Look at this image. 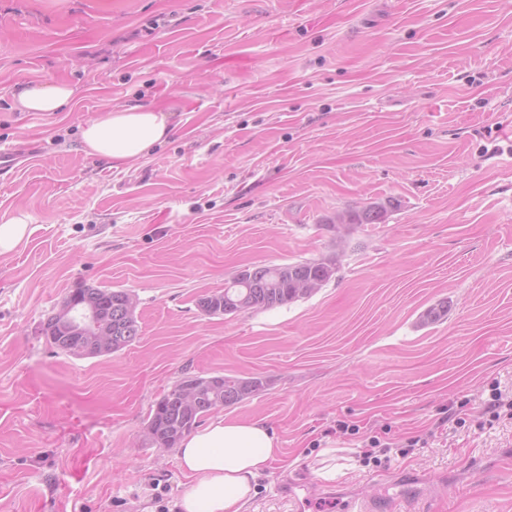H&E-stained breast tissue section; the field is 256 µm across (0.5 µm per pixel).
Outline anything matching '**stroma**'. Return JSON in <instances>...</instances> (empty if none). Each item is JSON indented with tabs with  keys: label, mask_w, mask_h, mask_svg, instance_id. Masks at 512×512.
Returning a JSON list of instances; mask_svg holds the SVG:
<instances>
[{
	"label": "stroma",
	"mask_w": 512,
	"mask_h": 512,
	"mask_svg": "<svg viewBox=\"0 0 512 512\" xmlns=\"http://www.w3.org/2000/svg\"><path fill=\"white\" fill-rule=\"evenodd\" d=\"M33 81L74 99L20 111ZM135 104L172 109L171 139L87 157L82 126ZM2 146L0 213L31 235L0 255V512H179L145 427L187 373L268 382L223 411L280 443L247 512H349L413 474L436 512H512V420L481 405L512 391V0H0ZM373 203L384 223H341ZM330 257L295 302L198 307L244 267ZM82 286L136 295L140 340L57 352L41 324ZM383 431L429 440L363 463Z\"/></svg>",
	"instance_id": "35a3bbf8"
}]
</instances>
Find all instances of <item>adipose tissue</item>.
Masks as SVG:
<instances>
[{
    "mask_svg": "<svg viewBox=\"0 0 512 512\" xmlns=\"http://www.w3.org/2000/svg\"><path fill=\"white\" fill-rule=\"evenodd\" d=\"M72 89L61 82H26L15 93L24 112H59L69 105ZM173 132L170 113L149 105H132L86 122V155L115 165L139 160ZM279 454L274 434L259 420L217 417L181 443L178 459L189 487L181 512H244L260 470Z\"/></svg>",
    "mask_w": 512,
    "mask_h": 512,
    "instance_id": "ef3b65f1",
    "label": "adipose tissue"
}]
</instances>
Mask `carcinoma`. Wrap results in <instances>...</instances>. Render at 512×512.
<instances>
[{"mask_svg":"<svg viewBox=\"0 0 512 512\" xmlns=\"http://www.w3.org/2000/svg\"><path fill=\"white\" fill-rule=\"evenodd\" d=\"M386 209L369 205L353 211L348 217L350 224H379L385 220ZM336 272L333 261H305L279 265H253L238 271L224 290L207 295L198 302L200 310L209 315H227L245 310H267L307 297L315 289L302 284L315 279L319 285L327 283ZM125 290L102 288H77L66 302L80 307L94 300L103 312L102 327L112 329V350L126 348L140 339V325L136 316L125 315ZM448 314V304L441 301L420 316L423 324L437 322ZM58 315L54 314L43 324L42 333L58 352L79 357L81 339L65 338L57 333ZM266 386L257 377L198 376L188 375L164 394L152 407L146 430L152 441L161 448H177L182 439L198 426L207 415V405H237L249 399Z\"/></svg>","mask_w":512,"mask_h":512,"instance_id":"1","label":"carcinoma"}]
</instances>
